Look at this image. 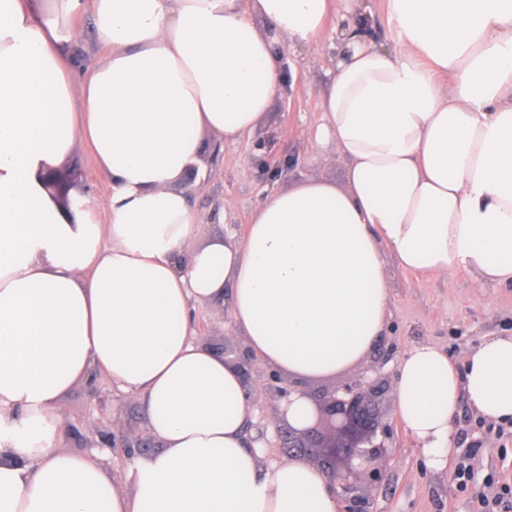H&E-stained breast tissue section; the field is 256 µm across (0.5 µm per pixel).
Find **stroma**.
Segmentation results:
<instances>
[{
    "label": "stroma",
    "instance_id": "1",
    "mask_svg": "<svg viewBox=\"0 0 512 512\" xmlns=\"http://www.w3.org/2000/svg\"><path fill=\"white\" fill-rule=\"evenodd\" d=\"M288 90L276 97L263 126L253 137L217 146L214 136L201 132V161L214 179L195 183L191 194L201 224L195 240L204 247L228 234L243 235L254 209L273 193L308 179H323L346 189L347 166L335 146L315 140L320 99L337 53L332 35H325L319 52L306 47L275 44ZM293 154L296 165L271 178L263 175L262 161ZM393 281L391 316L383 334L386 346L404 355L413 346L432 343L455 362L490 335H512V286L476 287L471 275H429L390 267ZM198 336L216 352L234 359L247 341L230 326L229 318H216L206 302L191 305ZM397 358L386 369L396 372ZM101 400H92L86 381L73 385L62 397L65 428L59 445L66 453H90L100 447V431L115 432L117 447L107 462L114 477L126 474L132 457H144L160 448L141 405L116 394L99 380ZM471 467L472 479L456 478L459 462ZM512 487V424L482 420L467 402L457 408L454 437L444 466L435 467L420 453L405 427H397L382 484L374 493L376 512H481L479 490Z\"/></svg>",
    "mask_w": 512,
    "mask_h": 512
}]
</instances>
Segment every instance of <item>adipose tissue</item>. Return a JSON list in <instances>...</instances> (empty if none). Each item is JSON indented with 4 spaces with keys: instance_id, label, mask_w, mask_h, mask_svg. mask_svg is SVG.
Returning <instances> with one entry per match:
<instances>
[{
    "instance_id": "1",
    "label": "adipose tissue",
    "mask_w": 512,
    "mask_h": 512,
    "mask_svg": "<svg viewBox=\"0 0 512 512\" xmlns=\"http://www.w3.org/2000/svg\"><path fill=\"white\" fill-rule=\"evenodd\" d=\"M394 47L371 41L364 0H0V512H339L303 461L262 465L238 372L200 340L192 302L231 301L264 363L336 373L377 342L405 271L512 285V0H387ZM94 20L102 63L77 66ZM342 50L317 141L347 189L275 193L242 237L196 249L200 130L254 135L282 90L271 34ZM83 141L111 185L62 203L50 175ZM109 214L97 218L98 208ZM456 372L446 352L400 360L399 417L436 466L460 400L512 420V336ZM99 375L143 407L159 451L125 492L98 454L64 453L61 398ZM78 25L80 27L79 29V35L78 37L72 42L73 44V53L75 61L77 62H84V59L87 57H90L93 59L96 58L97 60H103V55L96 51L93 47L92 40H93V22L91 18L89 17H83L79 20ZM95 57V58H94Z\"/></svg>"
}]
</instances>
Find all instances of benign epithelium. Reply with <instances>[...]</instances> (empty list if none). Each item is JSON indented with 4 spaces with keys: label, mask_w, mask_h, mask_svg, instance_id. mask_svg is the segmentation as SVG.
<instances>
[{
    "label": "benign epithelium",
    "mask_w": 512,
    "mask_h": 512,
    "mask_svg": "<svg viewBox=\"0 0 512 512\" xmlns=\"http://www.w3.org/2000/svg\"><path fill=\"white\" fill-rule=\"evenodd\" d=\"M394 358L393 349L378 343L357 372L331 388L310 392L296 383H282L280 375L256 366L248 349L236 354L231 364L240 374L246 394L254 378L269 381L275 401L271 414L286 421L281 405L297 395L312 406L303 427L288 425L279 432L280 452L310 462L330 493L341 500L342 512H373L368 488L382 480V463L393 438L391 421L381 410L385 396L395 391L394 378L384 372Z\"/></svg>",
    "instance_id": "benign-epithelium-1"
}]
</instances>
